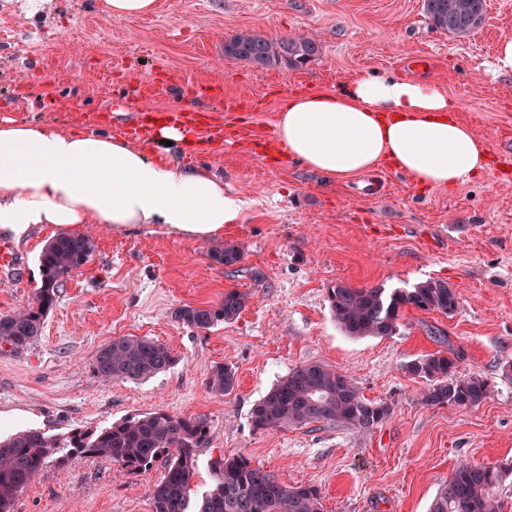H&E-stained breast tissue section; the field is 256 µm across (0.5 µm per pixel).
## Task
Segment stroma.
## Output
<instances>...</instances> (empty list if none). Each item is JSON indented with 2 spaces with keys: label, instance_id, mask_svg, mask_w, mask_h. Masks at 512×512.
<instances>
[{
  "label": "stroma",
  "instance_id": "35a3bbf8",
  "mask_svg": "<svg viewBox=\"0 0 512 512\" xmlns=\"http://www.w3.org/2000/svg\"><path fill=\"white\" fill-rule=\"evenodd\" d=\"M106 0H0V120L133 138L158 160L208 170L247 200L224 240L241 261L213 262L209 242L160 230H86L96 247L58 292L38 339L0 352V435L38 428L53 436L93 430L145 412L208 419L194 490L210 464L242 455L286 485L319 489L324 512H428L461 461L512 464V167L489 169L448 190L419 189L383 166L333 180L287 150L270 152L289 97L334 91L358 75H401L439 84L498 160L512 164V75L494 72L512 38V0H486L484 24L455 38L432 28L422 0H157L154 13L114 17ZM282 39L304 34L319 55L302 68L259 69L224 55L242 30ZM94 113V123L84 116ZM205 116L196 145L161 143L152 118ZM56 232L18 244L0 236L13 263L0 267V314L26 308L41 285L39 255ZM454 288L452 315L404 308L396 335L354 339L337 326L329 290ZM247 296L229 323L198 331L178 308ZM122 336L165 344L170 370L138 382H99L96 351ZM455 358L459 376L483 379L475 407L425 402V379L407 366L429 354ZM320 362L351 377L391 415L374 429L314 423L254 430L255 401L293 368ZM231 367V394L208 391L217 365ZM163 463L130 476L110 459L47 467L15 512H153L150 488Z\"/></svg>",
  "mask_w": 512,
  "mask_h": 512
}]
</instances>
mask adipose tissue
Wrapping results in <instances>:
<instances>
[{
  "mask_svg": "<svg viewBox=\"0 0 512 512\" xmlns=\"http://www.w3.org/2000/svg\"><path fill=\"white\" fill-rule=\"evenodd\" d=\"M457 110L436 83L360 75L336 91L289 97L276 128L314 172L347 179L389 165L420 188L452 189L493 163ZM244 209L222 179L154 159L126 138L0 121V234L14 240L41 224L158 227L217 240Z\"/></svg>",
  "mask_w": 512,
  "mask_h": 512,
  "instance_id": "adipose-tissue-1",
  "label": "adipose tissue"
}]
</instances>
